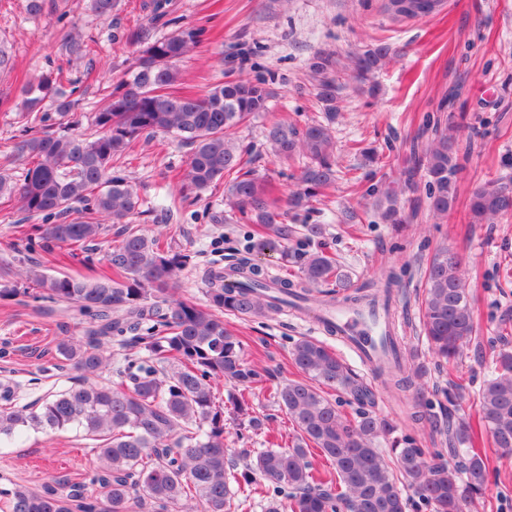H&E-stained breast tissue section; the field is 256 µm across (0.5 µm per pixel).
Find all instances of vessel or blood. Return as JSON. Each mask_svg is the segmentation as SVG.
<instances>
[{
    "label": "vessel or blood",
    "instance_id": "1",
    "mask_svg": "<svg viewBox=\"0 0 512 512\" xmlns=\"http://www.w3.org/2000/svg\"><path fill=\"white\" fill-rule=\"evenodd\" d=\"M323 317L335 324L338 336L365 365H373L382 355L385 336L382 308L364 312L340 308L324 312Z\"/></svg>",
    "mask_w": 512,
    "mask_h": 512
}]
</instances>
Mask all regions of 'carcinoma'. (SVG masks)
<instances>
[{
	"label": "carcinoma",
	"instance_id": "obj_1",
	"mask_svg": "<svg viewBox=\"0 0 512 512\" xmlns=\"http://www.w3.org/2000/svg\"><path fill=\"white\" fill-rule=\"evenodd\" d=\"M440 0H411L412 10L390 8L399 15L433 12ZM170 0H150L147 24L129 31L139 47L131 75L104 96L82 129L79 121L54 130L75 115L77 87L63 88V70H47L24 91L18 123L21 135L12 156L26 163L19 178L0 172V199H17L19 210L41 223L32 225L27 244L26 277L36 289L17 287V272L0 264V297L32 295L60 306L78 320L81 337L65 336L58 353L81 374L82 382L58 391L38 407L12 405V391L0 396V442L27 428L53 432L76 429L94 441L96 464L79 482L59 479L40 489L17 483L0 489V512H133L136 493L146 496L152 512H232L256 498L265 512H469L481 498L488 467L474 450L478 433L492 445L512 453V351L501 349L495 367L471 393L478 427L454 412L464 395L448 389L433 403L416 400L414 414L448 433V447L428 455L411 434L393 436L394 426L375 411L376 392L327 346L303 337L294 342L292 360L302 378L273 387L274 399L295 426L294 444L246 454L242 467L228 461L224 447V403L214 396L225 379L238 388L234 404L248 410V396L265 384V370L248 364L240 341L224 324V313L267 317L285 308L304 309L310 288L333 283L320 303L368 307L377 295L354 288L350 274L325 251L300 262L299 282L272 277L256 263L268 252H287L293 230L281 222L282 212L269 191L248 169L249 162L231 139V131L268 109L269 93L259 79L236 78L198 96L176 89L179 62L199 42L200 32L184 29L158 35L169 15ZM65 53L81 59L91 52L76 31L66 35ZM391 54L379 42L350 58L352 77L367 82ZM331 63L320 57L311 65L318 99L336 117L339 85ZM423 156L404 167L398 180L382 181L367 192L368 204L387 224H404L400 195L419 188L425 172L430 213L448 214L457 200L462 166L455 149L454 127L437 120ZM173 132L191 147L179 176L181 199L199 197L226 175L233 176L228 194L239 213L260 226L246 255L224 267L205 271L204 304L172 295L180 274L194 265L189 253L169 250L130 226L139 196L116 162L140 137ZM272 154L309 159L300 188L288 198L299 209L336 181L334 142L328 126L310 124L299 130L285 122L267 132ZM474 222L493 221L512 213V178L492 179L472 188L467 201ZM124 225L120 238L103 249L92 246L102 235L101 218ZM76 247L92 263L97 253L107 273L97 278L44 271L43 254ZM421 325L437 362L463 355L477 323L464 283L462 260L441 247L425 271ZM386 357L385 387L395 393L418 391L426 367L404 365L393 336ZM125 350L112 358L110 347ZM141 348L147 357L129 354ZM113 368L116 380H96ZM328 386L355 406L347 418L339 403L321 391ZM390 449L382 448V444ZM325 458L332 471L322 474L309 456ZM453 463H448L447 456ZM412 487L417 498L406 494Z\"/></svg>",
	"mask_w": 512,
	"mask_h": 512
}]
</instances>
